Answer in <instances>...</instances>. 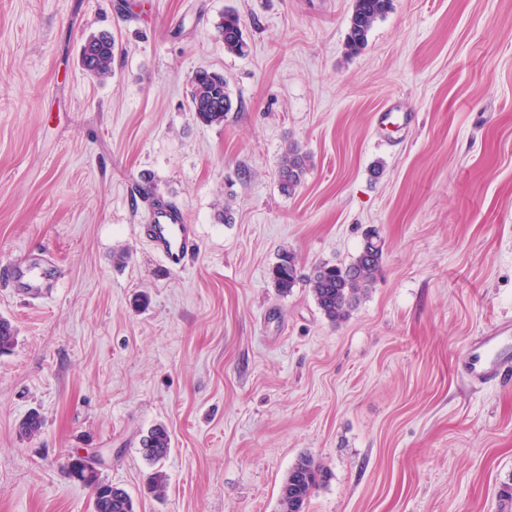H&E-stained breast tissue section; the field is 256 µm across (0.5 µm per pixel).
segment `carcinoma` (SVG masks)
<instances>
[{
	"mask_svg": "<svg viewBox=\"0 0 512 512\" xmlns=\"http://www.w3.org/2000/svg\"><path fill=\"white\" fill-rule=\"evenodd\" d=\"M393 0H354L353 11L346 35L349 52L357 53L368 41L374 22L385 16ZM224 51L243 55L247 49L240 18L227 10L216 26ZM116 51L115 40L105 34L89 39L81 56L83 69L90 75L104 79L112 74V60ZM232 108L228 83L224 75L208 70H198L191 77L189 110L195 120L206 126L221 124L224 115ZM309 156L298 145L290 143L283 151L277 178L284 193H292L303 181L308 170ZM382 245L374 233L365 236L356 258L348 265L320 264L308 276L313 298L322 313L333 323L347 320L351 310L369 288L382 263ZM269 278L278 290L286 294L301 280L296 255L283 251L270 268ZM17 331L13 323L0 317V355L15 347ZM42 427V419L30 414L19 423L18 431L34 436ZM142 453L153 463L164 459L171 447V435L162 425L153 427L141 441ZM68 475L93 490V512H135L130 494L101 479L100 473L91 470L87 460L73 454L66 462ZM327 473L307 455L301 456L289 468L279 495L280 512H303L306 501L314 489L326 482Z\"/></svg>",
	"mask_w": 512,
	"mask_h": 512,
	"instance_id": "obj_1",
	"label": "carcinoma"
}]
</instances>
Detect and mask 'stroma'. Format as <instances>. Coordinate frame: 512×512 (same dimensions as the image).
<instances>
[{"mask_svg": "<svg viewBox=\"0 0 512 512\" xmlns=\"http://www.w3.org/2000/svg\"><path fill=\"white\" fill-rule=\"evenodd\" d=\"M352 5L0 0V269L63 272L40 299L0 283V512H92L76 452L136 512H279L303 455L330 473L305 512H512V376L462 374L512 320V0H393L356 55ZM228 7L242 56L217 38ZM101 33L104 80L81 66ZM199 69L228 82L222 124L189 110ZM291 143L311 162L288 195ZM153 197L197 229L181 273L140 232ZM370 231L381 271L330 323L305 277ZM116 51L113 38L105 34L89 39L81 56L83 69L98 79H104L112 74V60ZM269 278L278 292L287 294L301 280L296 255L291 251H282L278 261L270 268ZM142 453L153 463L164 459L171 447V435L165 426L153 427L141 441Z\"/></svg>", "mask_w": 512, "mask_h": 512, "instance_id": "obj_1", "label": "stroma"}]
</instances>
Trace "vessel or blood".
<instances>
[{
	"label": "vessel or blood",
	"instance_id": "vessel-or-blood-1",
	"mask_svg": "<svg viewBox=\"0 0 512 512\" xmlns=\"http://www.w3.org/2000/svg\"><path fill=\"white\" fill-rule=\"evenodd\" d=\"M142 232L152 251L174 273L183 272L187 258L198 244L194 225L185 223L179 211L165 204H156L149 224ZM504 363L503 356L493 359L475 357L464 367L465 376L475 384H482L496 377Z\"/></svg>",
	"mask_w": 512,
	"mask_h": 512
}]
</instances>
